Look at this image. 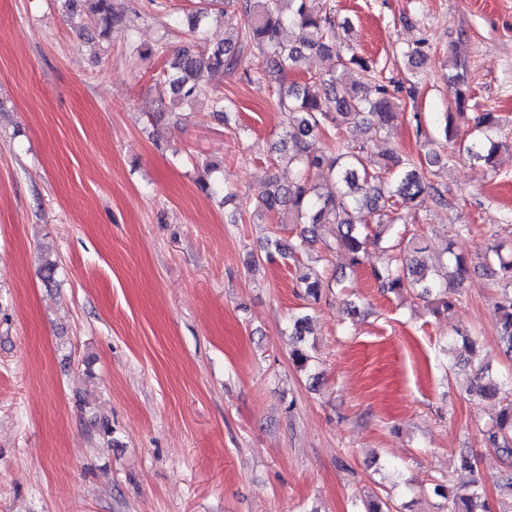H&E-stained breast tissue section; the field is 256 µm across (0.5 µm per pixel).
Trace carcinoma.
Segmentation results:
<instances>
[{"mask_svg":"<svg viewBox=\"0 0 512 512\" xmlns=\"http://www.w3.org/2000/svg\"><path fill=\"white\" fill-rule=\"evenodd\" d=\"M204 6L186 16L185 21L192 40L188 45L169 53L162 47L138 45L133 52L142 60L165 56L163 77L170 98L161 101L159 115L173 112L182 105L207 100L212 110L229 122L224 98L207 96L206 90L195 81L197 73L208 70L211 77L221 79L236 71L244 52L257 53V64L244 70L250 82L264 80L279 85L278 105L293 121L285 132L280 153L288 157V168L293 177L282 185L272 183L259 197L257 208L263 215L274 218L288 209L296 224L304 225L300 241L288 245V252L313 242L312 234L318 224H336L339 237L336 252L345 257L351 268L364 262L369 252L378 250L381 258L372 267L371 275L377 287L387 293L410 291L421 298L437 297L439 303L450 308L448 290L457 287L466 272L462 259H450L452 270L444 277L428 274L416 257L418 238L413 236L405 247L384 240L394 224L404 220L401 207H416L429 193L440 204L446 202L444 192L432 184L429 167L439 163L441 154L431 148L435 140L416 124V135L427 148L425 161L407 154L392 156L376 162L368 156L366 147L356 145L338 135L343 128L371 120L385 129L401 117L407 101H415L418 87L383 76L373 62L353 50L336 48L335 5L330 0H203ZM91 23L106 34L113 25L126 21L130 24L141 18L133 11L125 14L115 8L113 0H87ZM243 15V25L236 37L215 46L206 44V20L213 12L224 16L227 12ZM302 31L296 41L286 38V31ZM308 53L336 57V68L302 82L284 83L285 75L295 69ZM466 61L455 58L448 72V91L456 107L469 100ZM499 126V117L484 112L477 127L482 136L465 145L467 155L487 166L495 167L499 144L488 132ZM329 131L337 132L329 151H311L309 140ZM317 174L336 184V194L326 195L313 184ZM499 268L493 274L512 285V251L502 255L495 249ZM500 342L512 355V293L504 295L496 308ZM472 355V394L480 398L500 397L496 418L485 430L488 445L512 460V387L506 388L489 372V367L477 359L478 339L465 330L457 329L448 337L447 349L457 343ZM434 493L445 499L447 512H491L486 502L484 486L476 478L465 488L443 485L434 487Z\"/></svg>","mask_w":512,"mask_h":512,"instance_id":"obj_1","label":"carcinoma"}]
</instances>
